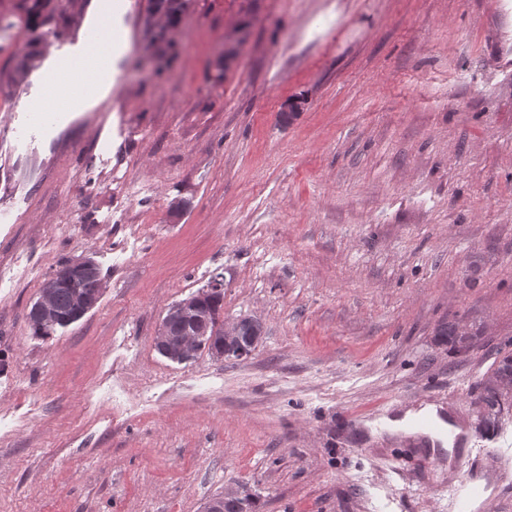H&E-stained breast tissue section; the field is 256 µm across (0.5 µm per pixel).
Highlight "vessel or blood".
Returning <instances> with one entry per match:
<instances>
[{
    "label": "vessel or blood",
    "instance_id": "obj_1",
    "mask_svg": "<svg viewBox=\"0 0 512 512\" xmlns=\"http://www.w3.org/2000/svg\"><path fill=\"white\" fill-rule=\"evenodd\" d=\"M101 38V25L80 24L68 37L43 39L39 55L29 64L25 84L27 95L37 102L21 123L26 134H35L60 113L81 111L85 101L97 94L99 80L111 77V58L97 49ZM78 75L85 78L82 87L67 92V85Z\"/></svg>",
    "mask_w": 512,
    "mask_h": 512
}]
</instances>
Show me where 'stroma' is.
Masks as SVG:
<instances>
[{
	"label": "stroma",
	"mask_w": 512,
	"mask_h": 512,
	"mask_svg": "<svg viewBox=\"0 0 512 512\" xmlns=\"http://www.w3.org/2000/svg\"><path fill=\"white\" fill-rule=\"evenodd\" d=\"M0 0V512H512V408L478 430L512 353V0H123L100 107L16 138L37 48ZM112 131L109 149L91 130ZM91 259L95 308L46 338L28 313ZM224 281L260 319L243 360L154 346ZM448 320L469 351L437 343ZM426 404L453 455L377 440ZM434 336L439 342L448 343L455 349H457V344L460 343L458 336L467 337L460 346V351H467L471 347L472 336H476V332L469 328L460 327L459 323L441 321L435 328ZM511 356V353L503 355L499 361L492 365L483 378L481 400L487 411V425L493 424L502 411L509 409L512 405V396L510 399L504 398L501 392V386L512 380V365L511 372L508 371V364L512 362Z\"/></svg>",
	"instance_id": "35a3bbf8"
}]
</instances>
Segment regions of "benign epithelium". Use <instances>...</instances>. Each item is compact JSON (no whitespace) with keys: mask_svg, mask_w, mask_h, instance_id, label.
<instances>
[{"mask_svg":"<svg viewBox=\"0 0 512 512\" xmlns=\"http://www.w3.org/2000/svg\"><path fill=\"white\" fill-rule=\"evenodd\" d=\"M67 278L72 282L75 292V311L77 314L92 309L97 304V295L83 290L80 284L86 283L94 276V267L90 260L78 258L71 262L66 270ZM56 286L55 278H50L41 290V294L32 309V316L40 323L52 324L59 320V314L52 305V292ZM177 320L185 325L180 334H174L169 329L171 321ZM212 316L199 305V297L186 298L171 306L166 318L162 320L154 338L156 349L165 357L176 362H187L203 349L200 342L202 332L197 329L200 324L211 323ZM250 322L254 325L260 321L252 317H240L232 321H224V354L218 358H232L251 354L260 340L258 336L243 338L239 331L243 324Z\"/></svg>","mask_w":512,"mask_h":512,"instance_id":"7a95c632","label":"benign epithelium"}]
</instances>
